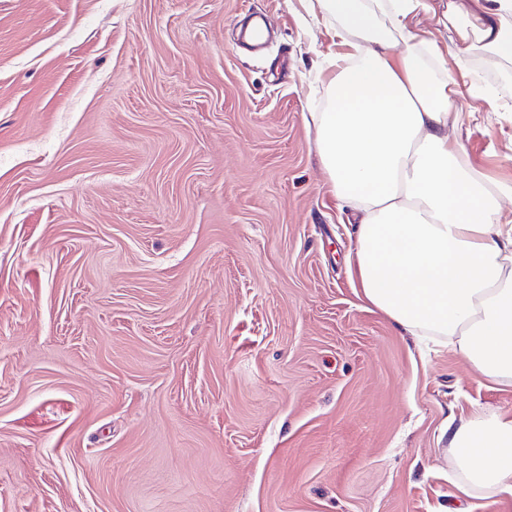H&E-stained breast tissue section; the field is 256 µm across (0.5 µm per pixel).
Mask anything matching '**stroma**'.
Listing matches in <instances>:
<instances>
[{
    "instance_id": "stroma-1",
    "label": "stroma",
    "mask_w": 512,
    "mask_h": 512,
    "mask_svg": "<svg viewBox=\"0 0 512 512\" xmlns=\"http://www.w3.org/2000/svg\"><path fill=\"white\" fill-rule=\"evenodd\" d=\"M302 0H0V512H512L444 434L512 387L356 294ZM470 166L507 186L512 64Z\"/></svg>"
}]
</instances>
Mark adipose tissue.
Here are the masks:
<instances>
[{"label":"adipose tissue","mask_w":512,"mask_h":512,"mask_svg":"<svg viewBox=\"0 0 512 512\" xmlns=\"http://www.w3.org/2000/svg\"><path fill=\"white\" fill-rule=\"evenodd\" d=\"M421 0H316L344 46L325 56L329 104L311 120L332 192L360 215L354 266L367 302L398 329L445 341L480 378L512 387V211L467 163L454 70L465 52L512 62V0L444 15L447 49L418 38ZM468 497L512 492V414L448 431Z\"/></svg>","instance_id":"adipose-tissue-1"}]
</instances>
